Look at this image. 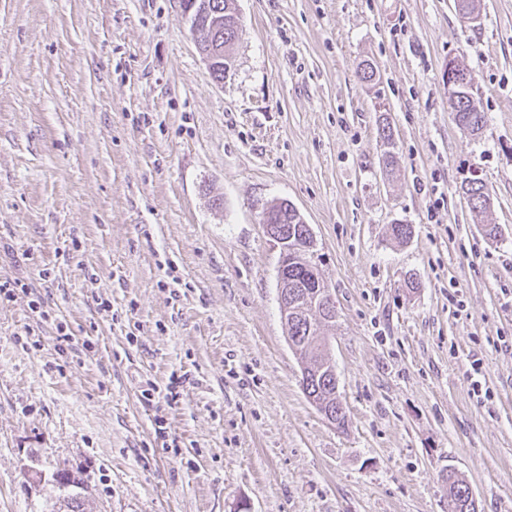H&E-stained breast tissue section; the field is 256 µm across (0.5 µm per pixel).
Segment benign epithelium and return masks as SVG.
Listing matches in <instances>:
<instances>
[{
	"mask_svg": "<svg viewBox=\"0 0 512 512\" xmlns=\"http://www.w3.org/2000/svg\"><path fill=\"white\" fill-rule=\"evenodd\" d=\"M443 79L448 86L449 95L452 100H457L460 91L472 88L474 81L470 79L467 72L458 67V63L450 59L448 66L443 72ZM270 215L263 213L262 224H264L267 235L275 241L281 249V259L278 267V293L279 304L283 319H288V314H296L301 303L305 302L324 311L334 317L336 310L332 301V295L328 284L322 277H315V294L306 295L295 289V284L288 282V231L278 226L269 224Z\"/></svg>",
	"mask_w": 512,
	"mask_h": 512,
	"instance_id": "1",
	"label": "benign epithelium"
}]
</instances>
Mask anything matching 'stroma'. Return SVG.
<instances>
[{"label": "stroma", "instance_id": "obj_1", "mask_svg": "<svg viewBox=\"0 0 512 512\" xmlns=\"http://www.w3.org/2000/svg\"><path fill=\"white\" fill-rule=\"evenodd\" d=\"M235 7L218 82L181 0H0V512H53L64 470L84 512H448L452 475L512 512V0ZM280 200L336 306L343 429L288 344ZM443 79L448 86V95L452 96L454 103H456L460 91L471 90L475 86L469 74L466 71H462L458 67V63L453 59L448 60V66L443 72ZM453 114L456 124L473 134L481 131L484 126L485 114L477 109L473 100V90L459 98L458 110ZM474 178V176L471 178H466L461 183L460 189L463 190V192L468 195L470 199H472L470 205L474 211L484 212L490 208V198L486 192L485 185L482 182L479 184L472 182V179Z\"/></svg>", "mask_w": 512, "mask_h": 512}]
</instances>
